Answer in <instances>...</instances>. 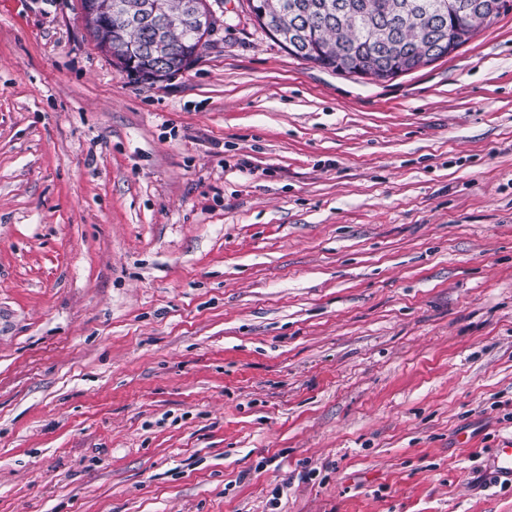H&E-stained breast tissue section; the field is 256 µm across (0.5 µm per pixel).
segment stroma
Here are the masks:
<instances>
[{"label": "stroma", "mask_w": 512, "mask_h": 512, "mask_svg": "<svg viewBox=\"0 0 512 512\" xmlns=\"http://www.w3.org/2000/svg\"><path fill=\"white\" fill-rule=\"evenodd\" d=\"M214 17L151 84L0 0V512H512V11L388 82ZM490 467L493 473L501 477H512V440L494 448L490 456Z\"/></svg>", "instance_id": "obj_1"}]
</instances>
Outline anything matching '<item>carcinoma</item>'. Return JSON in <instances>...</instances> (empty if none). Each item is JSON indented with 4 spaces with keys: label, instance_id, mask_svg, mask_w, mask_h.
<instances>
[{
    "label": "carcinoma",
    "instance_id": "cac0c4a2",
    "mask_svg": "<svg viewBox=\"0 0 512 512\" xmlns=\"http://www.w3.org/2000/svg\"><path fill=\"white\" fill-rule=\"evenodd\" d=\"M270 5L275 35L288 53L337 73L390 80L416 69L411 61L426 51L431 30L458 27L460 48L484 25L469 21L474 5L512 9V0H447L451 12L435 14L439 0H249ZM96 47L121 67L134 63L140 79L159 82L189 68L206 43L213 12L204 0H81Z\"/></svg>",
    "mask_w": 512,
    "mask_h": 512
}]
</instances>
